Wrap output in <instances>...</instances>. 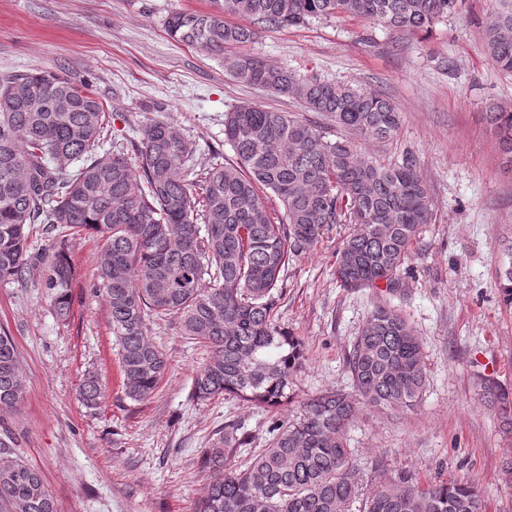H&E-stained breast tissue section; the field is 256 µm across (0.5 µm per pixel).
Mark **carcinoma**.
<instances>
[{"label":"carcinoma","mask_w":512,"mask_h":512,"mask_svg":"<svg viewBox=\"0 0 512 512\" xmlns=\"http://www.w3.org/2000/svg\"><path fill=\"white\" fill-rule=\"evenodd\" d=\"M458 0H213L214 10L177 12L166 21L177 42L215 55L233 79L300 99L329 116L340 136L286 112L252 105L224 115V140L235 160L203 166L189 181L181 168L193 144L169 124L152 120L130 141L98 152L109 108L87 86L60 70L0 71V283L26 282L39 264L56 313H71L74 267L63 232H93L102 241L96 291L107 302L119 346L126 396L145 402L168 369L147 335V319H174L182 335L204 344L208 359L193 379L192 398H236L270 410L294 398L302 368L299 337L277 319L282 273L290 260L357 224L336 252L345 288H394L405 257L432 222L430 189L418 158L381 163L351 136L387 140L401 113L384 94L315 77L301 78L247 54L225 55L261 29L299 28L338 17L418 33L448 16ZM244 24H229L224 16ZM487 55L512 73V0H495L483 21ZM65 99V112L55 102ZM512 164V112L488 113ZM283 206L275 217L267 203ZM43 225L52 243L30 253L29 234ZM512 305V261L498 278ZM355 393L329 389L306 399L293 421L271 416L264 445L227 426L201 450L210 472L194 512H347L360 494L347 429L364 407L410 410L426 384L424 349L413 325L379 305L346 356ZM486 401L512 431V398L481 381ZM25 376L10 332L0 329V410L12 412ZM88 406L101 399L97 379L80 387ZM16 437L0 419V512H57L42 472L14 456ZM244 454L243 467L225 459ZM363 512H482L470 481L422 486L413 474H386L363 499Z\"/></svg>","instance_id":"1"}]
</instances>
